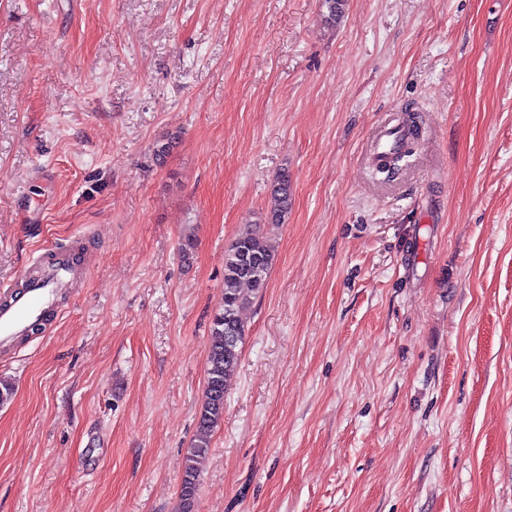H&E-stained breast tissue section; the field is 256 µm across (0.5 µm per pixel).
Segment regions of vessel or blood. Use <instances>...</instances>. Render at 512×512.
<instances>
[{
	"instance_id": "b4317fda",
	"label": "vessel or blood",
	"mask_w": 512,
	"mask_h": 512,
	"mask_svg": "<svg viewBox=\"0 0 512 512\" xmlns=\"http://www.w3.org/2000/svg\"><path fill=\"white\" fill-rule=\"evenodd\" d=\"M401 129L389 123L379 129L372 140L368 159L377 163L381 156L401 142ZM86 269L61 258L59 249L51 248L37 256L26 278L28 288L14 293L0 306V343L7 345L27 335L52 307L56 296L84 279Z\"/></svg>"
}]
</instances>
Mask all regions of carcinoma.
<instances>
[{"mask_svg": "<svg viewBox=\"0 0 512 512\" xmlns=\"http://www.w3.org/2000/svg\"><path fill=\"white\" fill-rule=\"evenodd\" d=\"M346 0H321L322 16L328 25L342 18ZM268 224H247L224 252L222 304L211 321L206 361L205 399L198 415L194 441L186 450L180 483L179 512H195L199 481L211 450L214 430L224 418V396L235 374L245 337L243 311L255 295L267 287L275 261L269 231L286 222L292 208L293 192L288 173L272 183Z\"/></svg>", "mask_w": 512, "mask_h": 512, "instance_id": "1", "label": "carcinoma"}]
</instances>
